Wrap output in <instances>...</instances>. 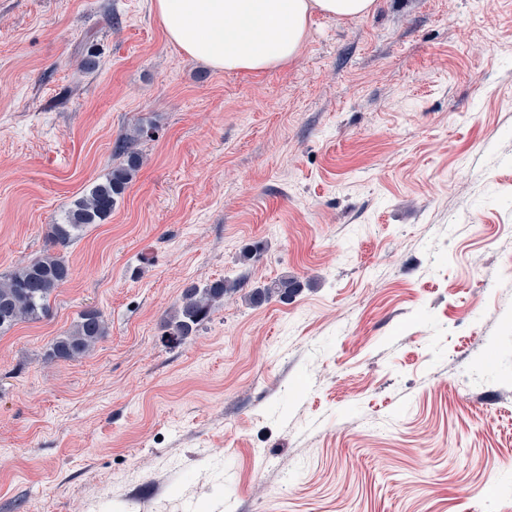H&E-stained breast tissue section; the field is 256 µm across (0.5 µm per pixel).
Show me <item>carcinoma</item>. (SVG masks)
<instances>
[{
  "label": "carcinoma",
  "mask_w": 512,
  "mask_h": 512,
  "mask_svg": "<svg viewBox=\"0 0 512 512\" xmlns=\"http://www.w3.org/2000/svg\"><path fill=\"white\" fill-rule=\"evenodd\" d=\"M152 125L140 123L113 144L112 154L123 162L112 168L105 182L91 188L74 203L63 223L51 224L48 230L50 247L68 246L90 224L106 220L123 197L141 164L138 145L150 137ZM71 278V268L59 253L46 252L42 257L0 276V335L9 332L22 321L36 322L48 314L50 299L58 288ZM299 282L287 274L258 286L244 295V301L260 306L273 299L288 300ZM236 290V285L220 279L205 286L184 290L181 303L164 322L165 336L170 342H180L206 321L217 305ZM108 335L104 315L96 309L81 312L72 329L56 338L48 358L75 360L99 340Z\"/></svg>",
  "instance_id": "obj_1"
}]
</instances>
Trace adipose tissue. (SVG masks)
Returning <instances> with one entry per match:
<instances>
[{
  "mask_svg": "<svg viewBox=\"0 0 512 512\" xmlns=\"http://www.w3.org/2000/svg\"><path fill=\"white\" fill-rule=\"evenodd\" d=\"M182 55L219 71H265L294 60L314 15L359 19L377 0H151Z\"/></svg>",
  "mask_w": 512,
  "mask_h": 512,
  "instance_id": "1",
  "label": "adipose tissue"
}]
</instances>
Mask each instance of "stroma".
Masks as SVG:
<instances>
[{
    "instance_id": "35a3bbf8",
    "label": "stroma",
    "mask_w": 512,
    "mask_h": 512,
    "mask_svg": "<svg viewBox=\"0 0 512 512\" xmlns=\"http://www.w3.org/2000/svg\"><path fill=\"white\" fill-rule=\"evenodd\" d=\"M149 121L48 316L0 336V512H512V0L317 16L258 73L150 0H0V274ZM90 308L107 336L47 359ZM299 287V282L293 276L285 274L270 284L253 288L243 298L252 306H260L277 298L280 301H288V295ZM224 279L205 286H191L184 290L181 303L164 322L165 335L170 342H180L190 336L206 321L224 298L236 291V285Z\"/></svg>"
}]
</instances>
